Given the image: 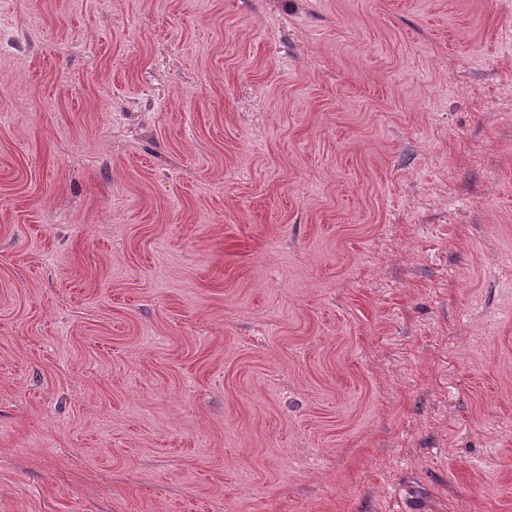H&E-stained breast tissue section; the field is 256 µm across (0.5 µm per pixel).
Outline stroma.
I'll list each match as a JSON object with an SVG mask.
<instances>
[{"label": "stroma", "instance_id": "obj_1", "mask_svg": "<svg viewBox=\"0 0 512 512\" xmlns=\"http://www.w3.org/2000/svg\"><path fill=\"white\" fill-rule=\"evenodd\" d=\"M0 29V512H512V0Z\"/></svg>", "mask_w": 512, "mask_h": 512}]
</instances>
